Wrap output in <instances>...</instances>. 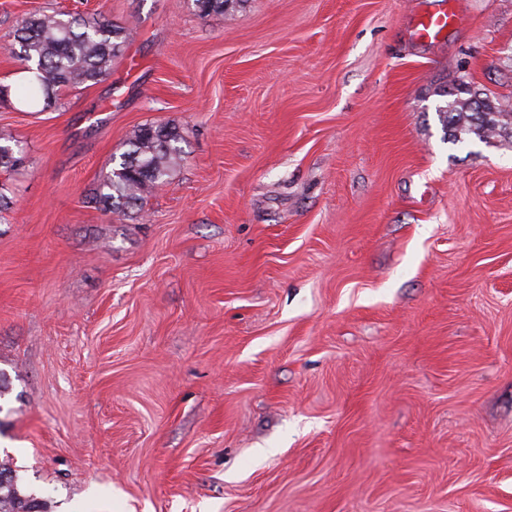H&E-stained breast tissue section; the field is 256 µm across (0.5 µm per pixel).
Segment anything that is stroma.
Returning a JSON list of instances; mask_svg holds the SVG:
<instances>
[{
  "label": "stroma",
  "mask_w": 512,
  "mask_h": 512,
  "mask_svg": "<svg viewBox=\"0 0 512 512\" xmlns=\"http://www.w3.org/2000/svg\"><path fill=\"white\" fill-rule=\"evenodd\" d=\"M454 9L438 42L415 19ZM134 24L19 102L23 18ZM512 0H0V461L49 512H512ZM183 161L87 204L143 124ZM459 86L456 98L437 109L444 126L453 132L451 136L454 140L462 134H474L482 140L504 133L512 134V112H502L488 99H479L476 96L462 98L458 95L470 91L464 82Z\"/></svg>",
  "instance_id": "1"
}]
</instances>
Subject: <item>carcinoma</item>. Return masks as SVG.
Segmentation results:
<instances>
[{
    "instance_id": "1",
    "label": "carcinoma",
    "mask_w": 512,
    "mask_h": 512,
    "mask_svg": "<svg viewBox=\"0 0 512 512\" xmlns=\"http://www.w3.org/2000/svg\"><path fill=\"white\" fill-rule=\"evenodd\" d=\"M239 0H193L201 14L226 11ZM133 28L112 22L105 15L80 17L64 13L35 14L19 22L11 52L27 72L21 103L46 109L64 88L91 86L104 81L112 61L121 56ZM444 126L458 138L473 134L482 140L512 134V112H504L487 99L456 97L438 107ZM181 134L170 125H142L129 142L120 162L106 173L90 201L107 213L141 208L149 195L169 183L182 162ZM23 162L17 144H0V169ZM0 512H46L44 503L19 489L17 470L0 462Z\"/></svg>"
}]
</instances>
